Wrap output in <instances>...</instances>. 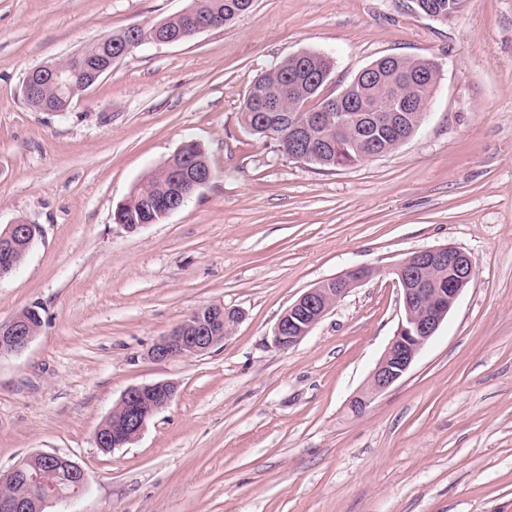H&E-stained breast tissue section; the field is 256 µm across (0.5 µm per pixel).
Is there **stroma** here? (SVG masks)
<instances>
[{
  "label": "stroma",
  "instance_id": "1",
  "mask_svg": "<svg viewBox=\"0 0 512 512\" xmlns=\"http://www.w3.org/2000/svg\"><path fill=\"white\" fill-rule=\"evenodd\" d=\"M192 0H0V225L40 228L0 279V323L41 332L0 357V471L36 452L78 463L71 512H512V0L441 23L409 0H254L221 28L145 44L74 99L37 112L22 85L112 32ZM320 52L336 96L384 56L439 82L417 133L343 168L281 154L239 122L251 82ZM211 181L129 234L116 208L184 142ZM453 245L476 275L408 374L363 415L361 391L403 314L388 275ZM374 268L294 348L280 315L345 270ZM240 319L204 355H146L192 311ZM177 395L132 444L94 434L126 389ZM39 318V312L35 307L22 309L11 320L0 324V356L17 354L23 351L40 334L43 326L38 324L39 331L36 335L33 321Z\"/></svg>",
  "mask_w": 512,
  "mask_h": 512
}]
</instances>
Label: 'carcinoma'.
Returning a JSON list of instances; mask_svg holds the SVG:
<instances>
[{
    "label": "carcinoma",
    "mask_w": 512,
    "mask_h": 512,
    "mask_svg": "<svg viewBox=\"0 0 512 512\" xmlns=\"http://www.w3.org/2000/svg\"><path fill=\"white\" fill-rule=\"evenodd\" d=\"M254 0H193L190 14H174L161 20L162 26L155 30L149 26L138 33L141 39L182 36L190 39V15L205 16L224 26L238 16L248 12ZM129 33L120 31L109 40L100 39L84 47L83 55L89 64L105 55L118 57ZM375 77L365 87L364 93L375 112L385 111L390 98L397 93H406L413 99V109L400 116L399 131L396 135L378 140L379 150L387 154L398 147L399 140L411 137L416 130L427 102L437 82L434 65L429 60H408L383 57L373 62ZM333 63L331 59L317 52H303L290 56L275 64L255 79L250 87H261L276 100L279 111L265 112L254 97L245 94L240 112V122L250 134L273 141L278 151L288 156L294 153L293 126L309 112L321 109L324 100L320 98L322 88L328 80ZM58 111L68 110L66 101L59 98L52 88L43 89L37 102H28L34 110L42 111V105ZM341 142H336V123L313 131V139L305 142L306 147L315 146L314 139L320 140V152L310 162L322 167H346L355 165L370 155L374 127L365 119V113ZM167 179L160 170H155L142 179L133 191L134 202L121 212L123 224H158L164 220Z\"/></svg>",
    "instance_id": "1"
}]
</instances>
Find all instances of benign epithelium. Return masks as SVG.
<instances>
[{
	"mask_svg": "<svg viewBox=\"0 0 512 512\" xmlns=\"http://www.w3.org/2000/svg\"><path fill=\"white\" fill-rule=\"evenodd\" d=\"M74 69L43 65L31 70L22 87L30 95L40 89L42 79H50L64 95L75 92ZM345 107L343 100L329 101L322 112L312 115L296 127V138L304 140L309 127H320L336 121V129L349 124L345 111H365L364 103L354 98ZM209 182L189 164L173 170L170 179L172 211L180 209L190 191ZM39 233L35 224L15 221L0 228V279L13 274L26 259ZM375 274L371 267L351 268L326 279L305 291L281 314L274 329V345L285 351L295 347L326 316L350 289ZM398 285L403 302V317L385 351L371 371L366 387L350 402L351 412L358 416L387 389L401 381L420 352L435 335L463 290L475 276L471 257L462 249L443 245L414 251L388 270ZM39 318L34 307H28L6 323L0 324V356L23 351L36 337L33 324ZM224 320V306L208 305L188 315L167 335L160 337L147 356L157 362L178 357L204 354L224 342L231 329L220 334L214 320ZM176 394V386L168 381L128 388L117 403L122 421L112 427L102 425L94 436L96 446L114 450L133 443L149 421L167 407ZM22 480L37 492L36 510L62 506L80 497L86 490L83 469L70 458L40 452L26 456L6 472H0V486L5 488Z\"/></svg>",
	"mask_w": 512,
	"mask_h": 512,
	"instance_id": "1",
	"label": "benign epithelium"
}]
</instances>
